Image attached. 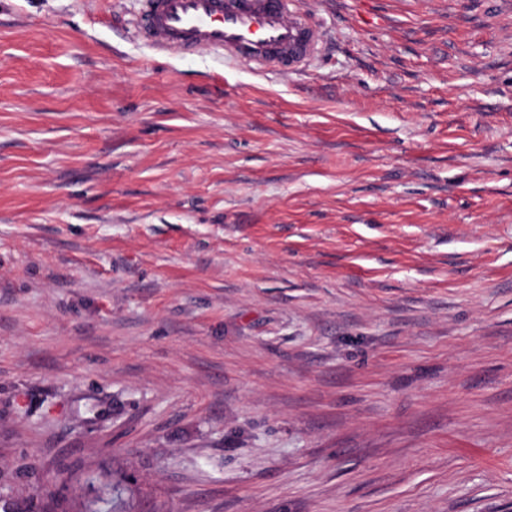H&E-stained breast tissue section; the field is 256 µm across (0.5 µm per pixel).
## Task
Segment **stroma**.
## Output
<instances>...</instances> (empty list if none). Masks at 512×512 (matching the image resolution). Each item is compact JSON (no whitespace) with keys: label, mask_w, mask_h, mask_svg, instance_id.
Instances as JSON below:
<instances>
[{"label":"stroma","mask_w":512,"mask_h":512,"mask_svg":"<svg viewBox=\"0 0 512 512\" xmlns=\"http://www.w3.org/2000/svg\"><path fill=\"white\" fill-rule=\"evenodd\" d=\"M296 2L0 0V512H512V0ZM138 25L157 52H226L256 72L297 70L318 43L288 0H141Z\"/></svg>","instance_id":"1"}]
</instances>
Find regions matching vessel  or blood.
<instances>
[{"label": "vessel or blood", "mask_w": 512, "mask_h": 512, "mask_svg": "<svg viewBox=\"0 0 512 512\" xmlns=\"http://www.w3.org/2000/svg\"><path fill=\"white\" fill-rule=\"evenodd\" d=\"M139 31L158 52H225L257 72L299 69L318 32L288 0H141Z\"/></svg>", "instance_id": "1"}]
</instances>
